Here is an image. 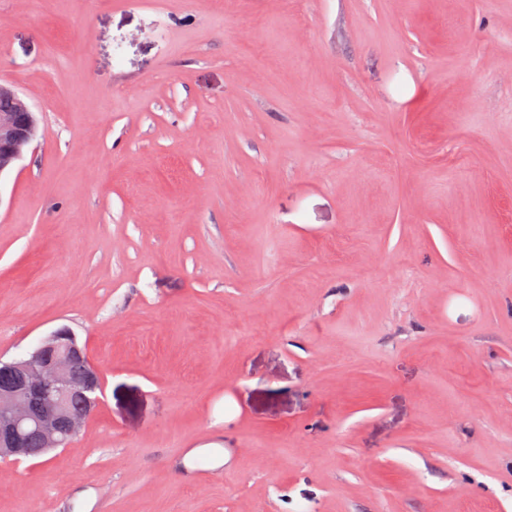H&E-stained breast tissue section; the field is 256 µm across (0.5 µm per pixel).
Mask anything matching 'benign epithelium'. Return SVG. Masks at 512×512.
Wrapping results in <instances>:
<instances>
[{
    "label": "benign epithelium",
    "mask_w": 512,
    "mask_h": 512,
    "mask_svg": "<svg viewBox=\"0 0 512 512\" xmlns=\"http://www.w3.org/2000/svg\"><path fill=\"white\" fill-rule=\"evenodd\" d=\"M0 97L11 99L15 107L0 111V175L11 170L36 137V121L29 116L31 107L12 87L0 84ZM27 115L19 122L18 113ZM77 360L87 364V376L82 382L73 380L70 366ZM22 377V382L0 390V456L25 457L22 432L36 429L44 447L59 448L66 437L77 435L84 419H72L68 436L59 432V422L65 416L69 401L76 395L98 402L95 395L98 369L89 358L74 333L60 328L48 336L28 356L9 362Z\"/></svg>",
    "instance_id": "1"
}]
</instances>
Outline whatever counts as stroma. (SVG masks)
Here are the masks:
<instances>
[{"mask_svg": "<svg viewBox=\"0 0 512 512\" xmlns=\"http://www.w3.org/2000/svg\"><path fill=\"white\" fill-rule=\"evenodd\" d=\"M0 82V360L101 377L0 512H512V0H0ZM0 97L10 98L15 107L0 111V177L11 170L19 161L36 137V121L30 113L33 111L28 102L12 87L0 84ZM22 112L23 123L17 115ZM30 112V113H29ZM34 116V115H33Z\"/></svg>", "mask_w": 512, "mask_h": 512, "instance_id": "stroma-1", "label": "stroma"}]
</instances>
